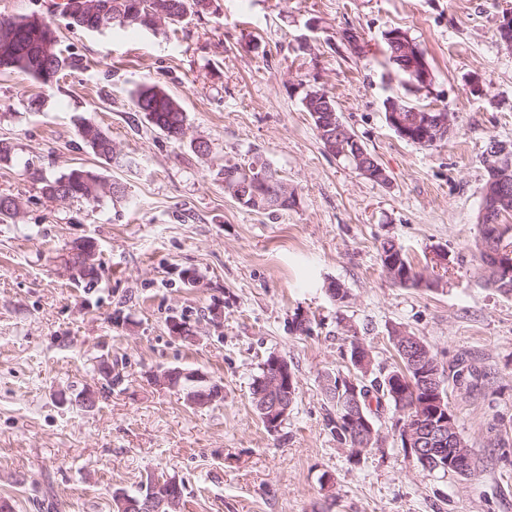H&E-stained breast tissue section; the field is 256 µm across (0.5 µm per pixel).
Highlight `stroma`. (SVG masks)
I'll list each match as a JSON object with an SVG mask.
<instances>
[{
  "instance_id": "obj_1",
  "label": "stroma",
  "mask_w": 512,
  "mask_h": 512,
  "mask_svg": "<svg viewBox=\"0 0 512 512\" xmlns=\"http://www.w3.org/2000/svg\"><path fill=\"white\" fill-rule=\"evenodd\" d=\"M64 2L0 0V18L52 22L75 61L48 85L0 72V140L14 147L0 194L19 204L0 223V501L12 512H114L115 492L174 477L181 512H512V295L486 286L476 247L483 152L492 139L512 144V51L496 37L512 0H212L156 32L77 28ZM394 27L424 51L428 91L409 90L386 62L382 35ZM475 76L485 95L471 94ZM144 82L181 101L182 141L131 125L129 92ZM312 86L334 97L388 185L324 150L301 103ZM390 96L446 110L447 141L401 139L385 121ZM81 116L134 165L103 164L77 133ZM256 155L294 189L292 209L256 213L225 194V162ZM81 167L124 194L91 205L42 194L41 177ZM83 238L98 245L92 290L63 264L66 244ZM387 239L440 286L394 285L379 255ZM331 281L345 302L328 296ZM298 314L308 333L294 331ZM173 317L192 338L172 336ZM396 327L441 366L463 357L480 373L476 388L448 389L469 475L418 467L392 407L374 416L378 445L357 457L327 425L325 375L352 372L355 340L392 369ZM272 354L297 383L274 433L250 394ZM103 357L123 376L109 391L95 371ZM167 367L204 373L222 398L194 406L155 385L151 372ZM86 386L93 410L60 403Z\"/></svg>"
}]
</instances>
